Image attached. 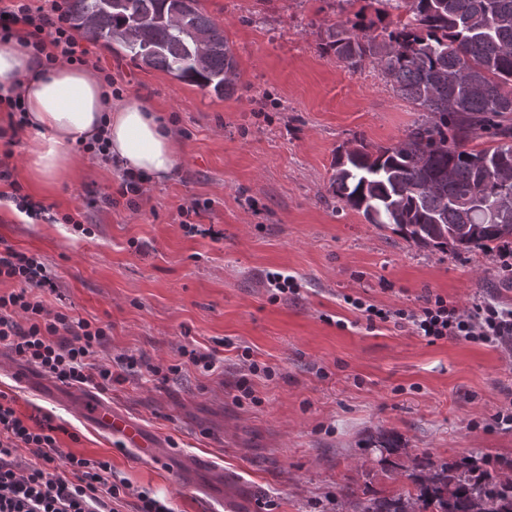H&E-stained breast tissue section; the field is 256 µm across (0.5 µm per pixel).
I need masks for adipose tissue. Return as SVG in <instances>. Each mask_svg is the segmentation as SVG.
Listing matches in <instances>:
<instances>
[{
    "label": "adipose tissue",
    "mask_w": 512,
    "mask_h": 512,
    "mask_svg": "<svg viewBox=\"0 0 512 512\" xmlns=\"http://www.w3.org/2000/svg\"><path fill=\"white\" fill-rule=\"evenodd\" d=\"M20 95L34 133L30 172L49 183L74 165L72 146L104 138L121 169L147 182L168 179L179 162L169 126L146 99L136 96L108 107L110 90L90 67L61 62L39 66L16 39L0 41V100Z\"/></svg>",
    "instance_id": "adipose-tissue-1"
}]
</instances>
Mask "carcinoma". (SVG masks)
Masks as SVG:
<instances>
[{"mask_svg":"<svg viewBox=\"0 0 512 512\" xmlns=\"http://www.w3.org/2000/svg\"><path fill=\"white\" fill-rule=\"evenodd\" d=\"M183 0H64L76 32L119 48L139 66L161 70L218 96L235 91L237 62L224 30ZM410 20L379 34L360 21L331 24L319 44L355 69L376 63L393 89L422 112L396 146L359 139L336 154L331 188L370 224L441 251L512 243V0H388ZM489 137L491 148L466 149ZM417 490L356 503V512H512V481L465 457L426 462Z\"/></svg>","mask_w":512,"mask_h":512,"instance_id":"carcinoma-1","label":"carcinoma"}]
</instances>
